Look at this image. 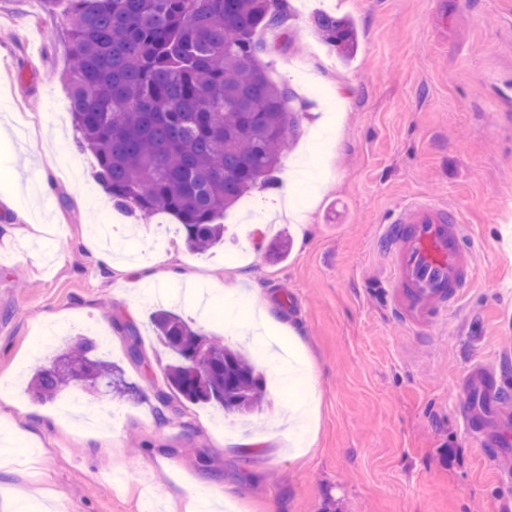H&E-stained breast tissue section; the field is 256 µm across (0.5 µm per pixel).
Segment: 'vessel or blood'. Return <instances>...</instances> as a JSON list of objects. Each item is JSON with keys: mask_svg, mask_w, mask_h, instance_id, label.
<instances>
[{"mask_svg": "<svg viewBox=\"0 0 512 512\" xmlns=\"http://www.w3.org/2000/svg\"><path fill=\"white\" fill-rule=\"evenodd\" d=\"M380 243L389 258L391 309L413 331L434 328L475 283L473 242L463 219L438 202L405 204L385 225ZM468 382L486 403L501 394L480 368L471 370Z\"/></svg>", "mask_w": 512, "mask_h": 512, "instance_id": "1", "label": "vessel or blood"}]
</instances>
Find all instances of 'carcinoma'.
<instances>
[{
	"label": "carcinoma",
	"instance_id": "carcinoma-1",
	"mask_svg": "<svg viewBox=\"0 0 512 512\" xmlns=\"http://www.w3.org/2000/svg\"><path fill=\"white\" fill-rule=\"evenodd\" d=\"M71 63L66 71L72 117L93 154L97 180L115 208L143 217L167 214L185 245L205 253L224 239L217 223L275 173L299 127L293 92L276 84L258 59L265 28L287 30L286 0H66ZM321 39L343 59L358 48L354 24L319 14ZM159 341L188 347L200 336L179 315L153 316ZM96 344L80 339L64 357L84 366ZM202 370L213 390L193 389L195 367L176 357L166 372L174 394L226 413L259 411L265 379L252 357L209 339ZM78 374L52 362L40 367L31 393L53 399Z\"/></svg>",
	"mask_w": 512,
	"mask_h": 512
}]
</instances>
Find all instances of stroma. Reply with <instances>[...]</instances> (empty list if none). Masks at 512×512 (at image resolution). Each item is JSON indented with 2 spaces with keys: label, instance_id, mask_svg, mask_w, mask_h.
I'll return each instance as SVG.
<instances>
[{
  "label": "stroma",
  "instance_id": "stroma-1",
  "mask_svg": "<svg viewBox=\"0 0 512 512\" xmlns=\"http://www.w3.org/2000/svg\"><path fill=\"white\" fill-rule=\"evenodd\" d=\"M292 45L265 41L259 60L279 84L303 93L311 72L340 119L331 144L312 146L323 126L309 103L286 157L316 148L325 165L280 167L274 188L245 202L276 216L286 184L307 185L302 224L252 226L250 258L223 247L190 253L174 221L116 210L79 145L62 80L70 61L64 9L43 0H0V114L24 121L40 150L29 162L0 144V195L11 173L49 179L40 215L0 206V403L36 441L0 454V486L58 512H512V0H290ZM318 12L349 17L358 50L343 61L313 28ZM461 213L475 241L477 280L432 335H414L389 312L383 225L416 198ZM99 224L144 225L146 236H113L125 271L103 268L84 246ZM140 251L165 267L238 285L207 324L191 290L160 283L163 297H135ZM258 288L266 326L236 321ZM178 313L209 337L241 348L265 336L270 364L310 362L319 401L317 441L306 447L283 417L296 398L268 388L250 421L214 405L158 400L173 356L152 313ZM136 341H129L126 324ZM112 364L117 389H100L62 414L70 390L40 402L35 372L80 337ZM141 358L133 360L131 346ZM503 382L487 406L466 388L472 367ZM481 414L487 448L471 438L464 405ZM225 502L210 505V487Z\"/></svg>",
  "mask_w": 512,
  "mask_h": 512
}]
</instances>
